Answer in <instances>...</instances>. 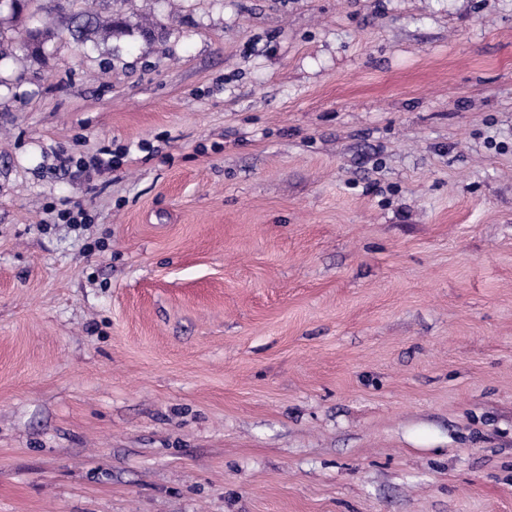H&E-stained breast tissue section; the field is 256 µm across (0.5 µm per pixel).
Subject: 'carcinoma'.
<instances>
[{"instance_id":"carcinoma-1","label":"carcinoma","mask_w":512,"mask_h":512,"mask_svg":"<svg viewBox=\"0 0 512 512\" xmlns=\"http://www.w3.org/2000/svg\"><path fill=\"white\" fill-rule=\"evenodd\" d=\"M30 0H10L0 10V59L21 52L29 57L38 58L44 51V45L60 34L67 35L73 42L85 47L96 48L107 38L115 34L130 35L139 33L144 39L152 37L148 29L128 17L112 15V0H103L105 14L90 13L79 8L68 11L54 0L50 5L30 13V24L22 32L12 35L3 27L5 22L17 18L29 7Z\"/></svg>"}]
</instances>
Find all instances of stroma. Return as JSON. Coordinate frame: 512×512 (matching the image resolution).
<instances>
[{"mask_svg": "<svg viewBox=\"0 0 512 512\" xmlns=\"http://www.w3.org/2000/svg\"><path fill=\"white\" fill-rule=\"evenodd\" d=\"M121 8L0 60V512H512V0Z\"/></svg>", "mask_w": 512, "mask_h": 512, "instance_id": "stroma-1", "label": "stroma"}]
</instances>
